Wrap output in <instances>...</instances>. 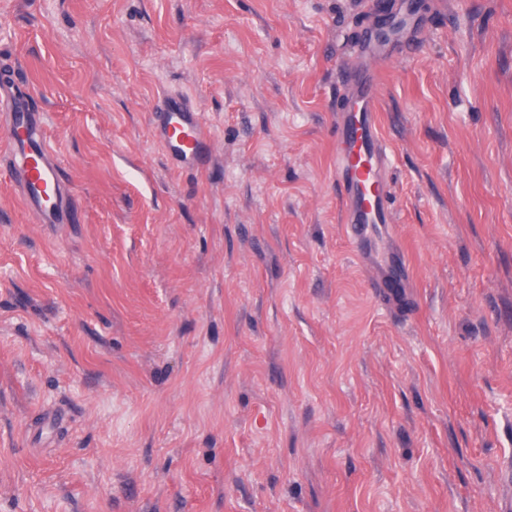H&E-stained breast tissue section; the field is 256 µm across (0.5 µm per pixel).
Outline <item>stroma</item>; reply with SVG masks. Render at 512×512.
<instances>
[{
	"label": "stroma",
	"instance_id": "35a3bbf8",
	"mask_svg": "<svg viewBox=\"0 0 512 512\" xmlns=\"http://www.w3.org/2000/svg\"><path fill=\"white\" fill-rule=\"evenodd\" d=\"M420 13L357 256L336 115L372 0H0L76 207L36 223L0 175V512H502L512 0ZM164 91L199 165L154 136ZM156 136L178 163L189 164L208 154L211 139L201 113L190 99L179 93H165L154 106Z\"/></svg>",
	"mask_w": 512,
	"mask_h": 512
}]
</instances>
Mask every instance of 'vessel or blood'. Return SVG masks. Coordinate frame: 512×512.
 Listing matches in <instances>:
<instances>
[{
	"mask_svg": "<svg viewBox=\"0 0 512 512\" xmlns=\"http://www.w3.org/2000/svg\"><path fill=\"white\" fill-rule=\"evenodd\" d=\"M390 35L364 32L356 45L366 64L345 70L340 82L349 100L336 121V180L342 191V221L354 250L371 242L379 225L394 221L387 174L391 159L376 119L380 70L422 33L424 21L411 0H399L388 17ZM40 93L19 76L0 78V128L6 132L5 172L36 221L60 224L72 213L73 196L51 153L35 108ZM156 136L183 164L211 150L201 114L183 94L167 93L154 106Z\"/></svg>",
	"mask_w": 512,
	"mask_h": 512,
	"instance_id": "1",
	"label": "vessel or blood"
}]
</instances>
